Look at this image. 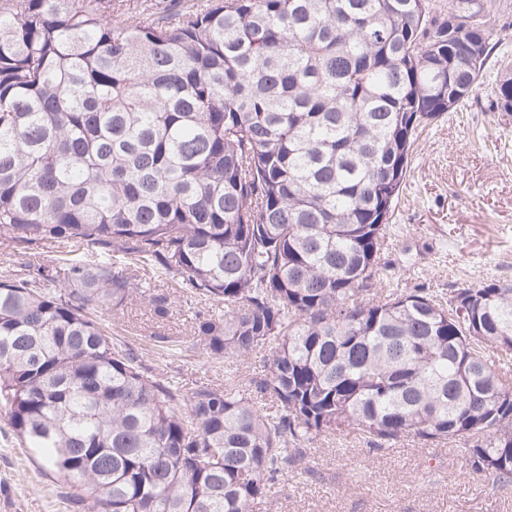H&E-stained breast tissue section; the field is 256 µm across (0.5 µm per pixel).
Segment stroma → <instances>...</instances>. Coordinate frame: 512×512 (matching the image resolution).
<instances>
[{
    "label": "stroma",
    "mask_w": 512,
    "mask_h": 512,
    "mask_svg": "<svg viewBox=\"0 0 512 512\" xmlns=\"http://www.w3.org/2000/svg\"><path fill=\"white\" fill-rule=\"evenodd\" d=\"M495 45L476 98L443 114L420 136L392 222L387 258L390 287L421 285L445 295L486 279H512V112L493 107L490 89L500 59L512 56V0H494ZM64 247L41 243L35 252L0 240V276L30 256L52 265ZM212 301L183 295L172 316L158 320L139 305L110 316L114 341L138 348L147 363L167 366L187 388L219 384L231 374L254 375L253 360L205 362L193 339L194 314ZM176 337L171 349L154 335ZM276 512H512V484L494 487L475 474L449 443L425 445L404 438L370 450L358 434L316 437L305 466L289 471L274 502ZM0 512H73L66 485L43 471L0 416Z\"/></svg>",
    "instance_id": "1"
}]
</instances>
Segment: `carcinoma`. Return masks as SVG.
Instances as JSON below:
<instances>
[{
	"instance_id": "cac0c4a2",
	"label": "carcinoma",
	"mask_w": 512,
	"mask_h": 512,
	"mask_svg": "<svg viewBox=\"0 0 512 512\" xmlns=\"http://www.w3.org/2000/svg\"><path fill=\"white\" fill-rule=\"evenodd\" d=\"M0 0V412L85 512H269L313 437L449 441L512 482V280L385 288L417 131L491 57L485 0ZM491 95L512 112V68ZM110 253L120 267L85 260ZM167 286L153 285L154 276ZM186 390L98 316L182 294ZM63 243L47 241L41 243L35 250L23 249L21 245L0 240V276L13 273L21 263L28 261L29 253L36 252L37 259L46 265H54L56 260L67 248Z\"/></svg>"
}]
</instances>
